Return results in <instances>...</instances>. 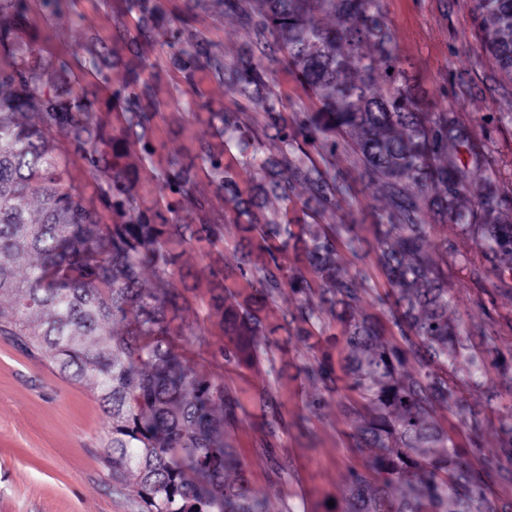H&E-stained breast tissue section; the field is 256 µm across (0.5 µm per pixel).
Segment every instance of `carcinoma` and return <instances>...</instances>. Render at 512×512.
I'll return each instance as SVG.
<instances>
[{
  "label": "carcinoma",
  "instance_id": "cac0c4a2",
  "mask_svg": "<svg viewBox=\"0 0 512 512\" xmlns=\"http://www.w3.org/2000/svg\"><path fill=\"white\" fill-rule=\"evenodd\" d=\"M224 15L243 19L264 40L263 59L234 65L179 25L167 46L175 69L191 82L205 65L232 95L259 107L265 124L251 128L241 113L213 112L224 142L238 151L239 168L201 144L200 169L237 224L243 248L232 274L251 281L242 296L210 268L204 320L224 330L227 364L249 365L277 347L278 327L265 322L266 305L283 292L298 301L283 321L312 361L299 376L316 391L314 407L336 398L351 423L349 443L361 465L346 468V492L336 512H512L486 479L512 460V423L501 426L497 449L470 468L436 411H452L469 429V447L484 442L483 410L463 396L459 373L482 386L490 373L512 396V357L493 336L471 352L464 316L448 296V261L499 278L512 298V197L483 167L455 116L437 112L410 82L395 52L383 0H222ZM136 31L148 33L157 0H133ZM28 0H0V335L88 388L111 419L103 464L113 487L133 488L136 512H267L247 466L228 440L240 421L239 401L224 381L187 366L175 349L186 337L208 346L198 314L181 302L172 276L188 246L223 234L212 222L211 197L194 165L173 156L164 179L178 198L163 209L141 208L136 184L148 146L137 153L156 108L135 80L116 79L114 101L127 126L107 132L99 102L79 81L62 85L67 61L43 55L20 23ZM487 51L512 80V0H474ZM282 65L327 107L319 121L288 131L286 107L273 90ZM83 162L112 223L101 222L68 183L65 157ZM342 137L364 174L382 191L387 224L371 225L378 263L392 300L389 313L401 342L391 343L375 317L360 311L363 279L349 271L343 238L361 240L362 224H309L315 209L336 214L342 187L316 165L307 147L336 151ZM467 151L472 167L461 164ZM251 177L239 186L240 172ZM474 243L448 249V225ZM295 255L285 264V253ZM155 277L146 288L142 274ZM181 321L179 331L172 323ZM348 378L338 386L332 350ZM268 429L281 414L261 394Z\"/></svg>",
  "mask_w": 512,
  "mask_h": 512
}]
</instances>
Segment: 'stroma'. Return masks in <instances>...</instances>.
Returning <instances> with one entry per match:
<instances>
[{"label": "stroma", "instance_id": "obj_1", "mask_svg": "<svg viewBox=\"0 0 512 512\" xmlns=\"http://www.w3.org/2000/svg\"><path fill=\"white\" fill-rule=\"evenodd\" d=\"M400 60L419 90L435 109L456 113L480 146L488 166L512 189V81L506 79L487 54L477 30L472 0H383ZM122 0H64L63 12L48 19L40 0H31L25 29L44 54L68 61L71 78L80 80L96 95L108 129L121 128L125 114L112 105V87L98 74L84 69L91 51L103 52L104 71L126 64L129 53L115 28L117 15L135 26V15L124 12ZM185 22L231 63L246 53L260 56L251 29L240 20L225 17L218 0H161V10L148 37L140 39L145 58L138 68L140 84L150 88L159 103L147 139L153 151L140 176L138 195L144 206L159 207L170 199L162 175L170 156L194 161L202 140L220 143L218 121L191 103L200 91L209 104L240 108L248 124L264 122L263 112L252 105L237 106L210 70L196 73V89H189L174 69L165 44L168 29ZM275 90L287 106V117L316 112L318 100L288 69H278ZM336 173L349 190L339 200L341 212H350L364 224L378 221L382 206L375 184L361 175L356 155L337 142ZM213 218L224 226L223 237L193 243L188 263L176 270L174 281L183 288L191 309L205 314L208 285L197 280L199 270L210 266H235L238 238L224 221V200L214 196ZM372 240L357 243L341 254L351 271L359 272L368 292L367 311L387 313L383 298L387 280L372 250ZM448 286L453 305L463 313L473 344L494 333L504 352H512V301L499 292L497 278L473 275L458 264L448 266ZM210 346L179 342L185 362L201 373L222 377L236 394L240 423L230 433L237 455L249 466L252 484L269 497V512H333L332 502L342 495L341 473L354 457L348 446L350 423L335 400L309 407L312 388L295 380L298 366L309 360L307 350L278 331L280 350L272 360L251 367L225 364L224 337L206 326ZM286 366V376L269 374V364ZM270 391L284 420L272 436L261 431L260 395ZM464 397L484 409L489 426L484 438L488 449L497 445L496 429L507 420L512 399L497 397L487 388L464 386ZM111 420L98 399L86 388L58 374L0 335V512H136L133 492L116 491L102 464ZM271 444L288 476L276 481L262 457L263 444Z\"/></svg>", "mask_w": 512, "mask_h": 512}]
</instances>
